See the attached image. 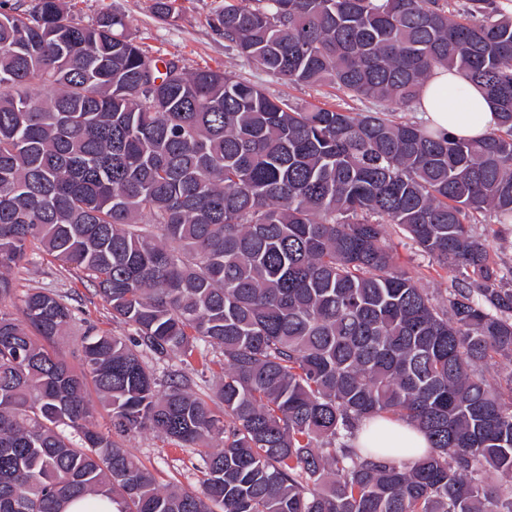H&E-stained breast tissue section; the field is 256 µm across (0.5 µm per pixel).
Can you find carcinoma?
<instances>
[{
	"instance_id": "obj_1",
	"label": "carcinoma",
	"mask_w": 512,
	"mask_h": 512,
	"mask_svg": "<svg viewBox=\"0 0 512 512\" xmlns=\"http://www.w3.org/2000/svg\"><path fill=\"white\" fill-rule=\"evenodd\" d=\"M216 35L290 84L408 107L435 69L479 85V139L383 111L294 105L143 50L119 12L0 7V512H512V268L474 225L512 224V14L470 0H224ZM448 267L437 301L388 225ZM42 249L83 272L127 334L6 271ZM224 356L207 397L181 368ZM94 392L112 428L97 420ZM423 432L391 455L366 421ZM152 430L205 464L160 485L117 441ZM410 438L418 448H428L427 438L409 423L378 420L366 423L357 432V448H395ZM112 501L100 497H86L69 504L64 512H115Z\"/></svg>"
}]
</instances>
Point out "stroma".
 Masks as SVG:
<instances>
[{
    "label": "stroma",
    "mask_w": 512,
    "mask_h": 512,
    "mask_svg": "<svg viewBox=\"0 0 512 512\" xmlns=\"http://www.w3.org/2000/svg\"><path fill=\"white\" fill-rule=\"evenodd\" d=\"M152 3L153 0H71V9L77 18L85 22L112 10L124 12L129 20L130 34L137 37L150 53L161 57L176 55L191 71L202 67L229 71L261 86L271 95L288 98L300 105L312 103L352 112L380 109L404 120L419 118L416 108H400L375 100L359 101L331 84L307 86L286 83L238 56L215 35L209 24L211 14L223 5L224 0H178L179 16L172 22L157 19L152 12ZM389 233L397 243V263L414 271L419 287L435 297H445L451 285L447 269L410 246L401 244L397 227H390ZM11 275L19 289L52 288L69 296L78 308L80 323L72 326L58 343L65 356H72L75 351L84 331V322H91L102 331L124 335V327L113 322L92 287L76 272L62 269L47 254L32 251L28 262L14 268ZM123 443L153 471L159 483H175L186 488L197 486L203 463L192 450L174 448L166 439L149 430L124 438Z\"/></svg>",
    "instance_id": "1"
}]
</instances>
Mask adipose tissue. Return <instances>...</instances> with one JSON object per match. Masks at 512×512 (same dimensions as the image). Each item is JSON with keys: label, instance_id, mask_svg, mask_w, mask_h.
I'll use <instances>...</instances> for the list:
<instances>
[{"label": "adipose tissue", "instance_id": "adipose-tissue-1", "mask_svg": "<svg viewBox=\"0 0 512 512\" xmlns=\"http://www.w3.org/2000/svg\"><path fill=\"white\" fill-rule=\"evenodd\" d=\"M415 107L432 131L461 138L481 136L496 123L495 110L483 92L462 75L444 69L434 71ZM407 439L420 448L428 445L426 437L411 424L394 420L363 425L355 444L360 448H393Z\"/></svg>", "mask_w": 512, "mask_h": 512}]
</instances>
